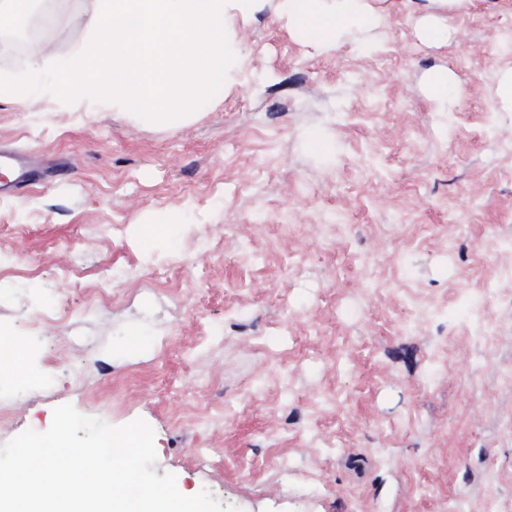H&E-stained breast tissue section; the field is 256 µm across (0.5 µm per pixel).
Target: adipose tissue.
<instances>
[{
  "label": "adipose tissue",
  "mask_w": 512,
  "mask_h": 512,
  "mask_svg": "<svg viewBox=\"0 0 512 512\" xmlns=\"http://www.w3.org/2000/svg\"><path fill=\"white\" fill-rule=\"evenodd\" d=\"M288 13L297 23L302 35L312 44L332 48L337 28L359 21L369 23L370 18L361 11V0H338L335 12H323L320 0H286Z\"/></svg>",
  "instance_id": "1"
}]
</instances>
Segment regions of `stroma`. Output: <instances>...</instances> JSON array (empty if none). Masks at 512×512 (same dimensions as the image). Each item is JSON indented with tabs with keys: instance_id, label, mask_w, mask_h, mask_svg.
I'll use <instances>...</instances> for the list:
<instances>
[{
	"instance_id": "obj_1",
	"label": "stroma",
	"mask_w": 512,
	"mask_h": 512,
	"mask_svg": "<svg viewBox=\"0 0 512 512\" xmlns=\"http://www.w3.org/2000/svg\"><path fill=\"white\" fill-rule=\"evenodd\" d=\"M37 7L61 56L95 17ZM364 8L330 49L284 0L229 12L238 61L175 128L0 99V149L37 177L0 195L25 354L0 445L68 403L144 419L156 473L237 512H512V0Z\"/></svg>"
}]
</instances>
